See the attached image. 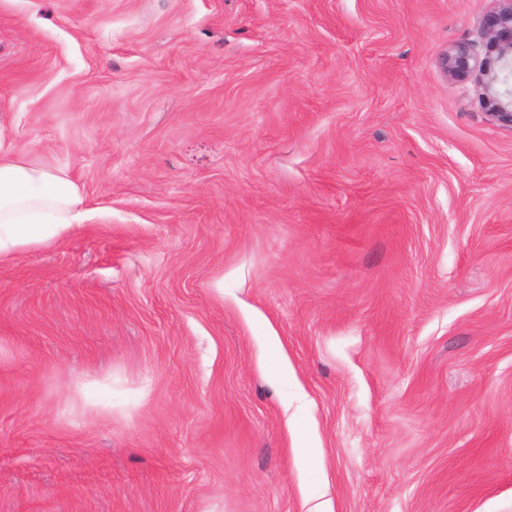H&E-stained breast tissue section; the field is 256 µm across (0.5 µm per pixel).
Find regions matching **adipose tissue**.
<instances>
[{
	"label": "adipose tissue",
	"mask_w": 512,
	"mask_h": 512,
	"mask_svg": "<svg viewBox=\"0 0 512 512\" xmlns=\"http://www.w3.org/2000/svg\"><path fill=\"white\" fill-rule=\"evenodd\" d=\"M86 217L65 169L29 163L0 142V257L66 237Z\"/></svg>",
	"instance_id": "ef3b65f1"
}]
</instances>
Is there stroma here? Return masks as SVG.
Segmentation results:
<instances>
[{
    "label": "stroma",
    "mask_w": 512,
    "mask_h": 512,
    "mask_svg": "<svg viewBox=\"0 0 512 512\" xmlns=\"http://www.w3.org/2000/svg\"><path fill=\"white\" fill-rule=\"evenodd\" d=\"M492 6L0 0L90 212L0 259V512H512V130L439 65Z\"/></svg>",
    "instance_id": "stroma-1"
}]
</instances>
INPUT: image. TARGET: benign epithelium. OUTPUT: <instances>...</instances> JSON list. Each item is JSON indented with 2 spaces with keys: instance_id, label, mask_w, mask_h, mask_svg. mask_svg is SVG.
Segmentation results:
<instances>
[{
  "instance_id": "obj_1",
  "label": "benign epithelium",
  "mask_w": 512,
  "mask_h": 512,
  "mask_svg": "<svg viewBox=\"0 0 512 512\" xmlns=\"http://www.w3.org/2000/svg\"><path fill=\"white\" fill-rule=\"evenodd\" d=\"M494 2L480 21V42L456 43L440 57V67L452 84L475 81L487 119L512 129V0Z\"/></svg>"
}]
</instances>
